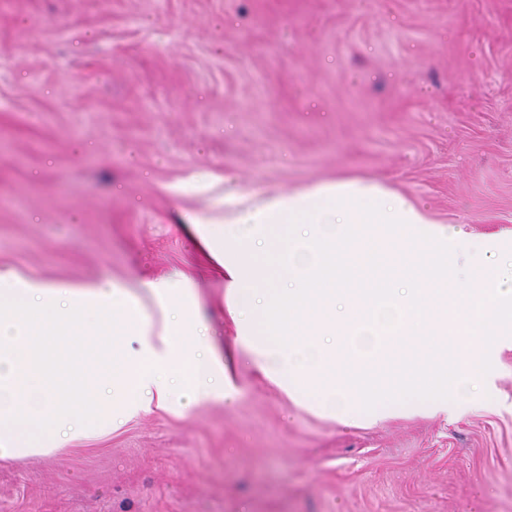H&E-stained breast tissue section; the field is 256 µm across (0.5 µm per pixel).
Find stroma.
Returning a JSON list of instances; mask_svg holds the SVG:
<instances>
[{"label": "stroma", "mask_w": 512, "mask_h": 512, "mask_svg": "<svg viewBox=\"0 0 512 512\" xmlns=\"http://www.w3.org/2000/svg\"><path fill=\"white\" fill-rule=\"evenodd\" d=\"M357 176L512 230V0H0V267L134 284L178 220ZM239 392L0 460V512H512V350L452 419Z\"/></svg>", "instance_id": "35a3bbf8"}]
</instances>
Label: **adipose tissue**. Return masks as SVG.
I'll return each mask as SVG.
<instances>
[{"label": "adipose tissue", "instance_id": "1", "mask_svg": "<svg viewBox=\"0 0 512 512\" xmlns=\"http://www.w3.org/2000/svg\"><path fill=\"white\" fill-rule=\"evenodd\" d=\"M182 221L227 282L236 357L319 414L448 415L512 346V242L476 244L378 181L234 197ZM237 393L186 272L64 285L0 269V459Z\"/></svg>", "mask_w": 512, "mask_h": 512}]
</instances>
